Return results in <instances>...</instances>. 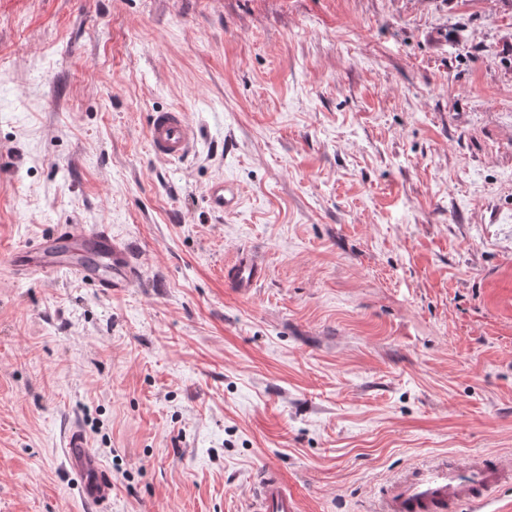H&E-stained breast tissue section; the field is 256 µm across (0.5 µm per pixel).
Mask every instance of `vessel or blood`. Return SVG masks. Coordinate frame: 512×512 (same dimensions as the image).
<instances>
[{
  "label": "vessel or blood",
  "mask_w": 512,
  "mask_h": 512,
  "mask_svg": "<svg viewBox=\"0 0 512 512\" xmlns=\"http://www.w3.org/2000/svg\"><path fill=\"white\" fill-rule=\"evenodd\" d=\"M147 136L152 152L173 162L185 159L196 142L195 128L177 109L151 113ZM207 198L211 208L220 212L238 205L234 190L221 182L209 189ZM78 243L99 251L107 274L71 256V246ZM14 265L28 277L68 275L108 290L128 280L126 253L104 229L78 232L68 228L45 233L25 252L16 253ZM62 451L82 502L91 506L92 512H108L112 479L80 428H71L65 435ZM510 483L511 457L482 454L452 463L440 459L400 475L385 490L376 512H481L491 494ZM250 512H299V503L279 475L272 472L262 481Z\"/></svg>",
  "instance_id": "1"
}]
</instances>
